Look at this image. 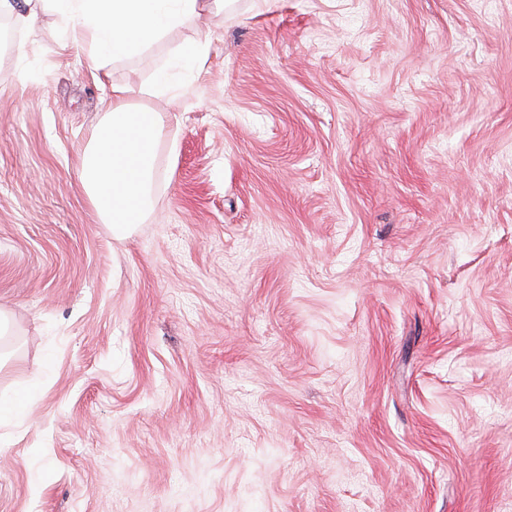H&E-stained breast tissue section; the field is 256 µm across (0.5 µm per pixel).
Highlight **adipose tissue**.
<instances>
[{"instance_id":"1","label":"adipose tissue","mask_w":512,"mask_h":512,"mask_svg":"<svg viewBox=\"0 0 512 512\" xmlns=\"http://www.w3.org/2000/svg\"><path fill=\"white\" fill-rule=\"evenodd\" d=\"M223 9L224 0H0V15L23 29L33 28L39 14L56 17L82 43L100 82L111 62L144 53L203 13ZM125 93L124 86L112 84L107 112L79 164L86 197L116 237L126 235L148 207L152 148L164 129L159 113L135 111Z\"/></svg>"}]
</instances>
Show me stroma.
<instances>
[{
    "label": "stroma",
    "mask_w": 512,
    "mask_h": 512,
    "mask_svg": "<svg viewBox=\"0 0 512 512\" xmlns=\"http://www.w3.org/2000/svg\"><path fill=\"white\" fill-rule=\"evenodd\" d=\"M210 33L197 74L147 94ZM0 46V512H512V0H232L110 64L121 238L55 18ZM107 112L79 164V181L112 235H126L146 211L152 186L153 145L164 125L157 112H136L124 86L112 81ZM38 394L36 385L28 391L12 395H0V427H12L23 424L29 417Z\"/></svg>",
    "instance_id": "obj_1"
}]
</instances>
